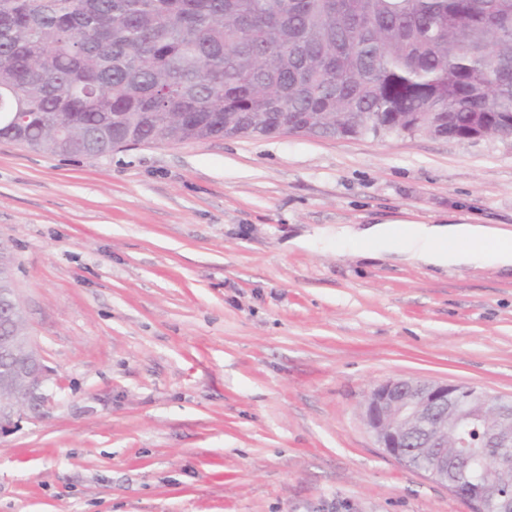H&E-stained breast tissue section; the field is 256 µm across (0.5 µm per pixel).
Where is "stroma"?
<instances>
[{
  "label": "stroma",
  "mask_w": 512,
  "mask_h": 512,
  "mask_svg": "<svg viewBox=\"0 0 512 512\" xmlns=\"http://www.w3.org/2000/svg\"><path fill=\"white\" fill-rule=\"evenodd\" d=\"M451 214L512 229V139H0V242L46 367L0 435V512H472L378 447L363 402L397 377L512 396V271L333 239ZM304 233L325 245L289 249Z\"/></svg>",
  "instance_id": "1"
}]
</instances>
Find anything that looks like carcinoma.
Returning <instances> with one entry per match:
<instances>
[{"label": "carcinoma", "instance_id": "cac0c4a2", "mask_svg": "<svg viewBox=\"0 0 512 512\" xmlns=\"http://www.w3.org/2000/svg\"><path fill=\"white\" fill-rule=\"evenodd\" d=\"M475 112L512 115V0H0V139L52 156Z\"/></svg>", "mask_w": 512, "mask_h": 512}]
</instances>
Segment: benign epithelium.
Here are the masks:
<instances>
[{
  "label": "benign epithelium",
  "instance_id": "7a95c632",
  "mask_svg": "<svg viewBox=\"0 0 512 512\" xmlns=\"http://www.w3.org/2000/svg\"><path fill=\"white\" fill-rule=\"evenodd\" d=\"M21 326L16 294L0 291V432L23 417L2 396L20 390L37 402L46 379ZM363 415L379 447L398 462L425 453L432 463L422 473L433 481L479 503L492 500L498 512H512V489L499 481L512 470V456L505 453L512 447V398L448 382L393 378L369 391ZM450 438L461 447L452 456L444 452Z\"/></svg>",
  "mask_w": 512,
  "mask_h": 512
}]
</instances>
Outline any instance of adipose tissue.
I'll return each instance as SVG.
<instances>
[{"label": "adipose tissue", "mask_w": 512, "mask_h": 512, "mask_svg": "<svg viewBox=\"0 0 512 512\" xmlns=\"http://www.w3.org/2000/svg\"><path fill=\"white\" fill-rule=\"evenodd\" d=\"M338 245L359 254L396 256L432 268H480L487 262L512 269V230L466 219L448 223H376L341 227Z\"/></svg>", "instance_id": "adipose-tissue-1"}]
</instances>
